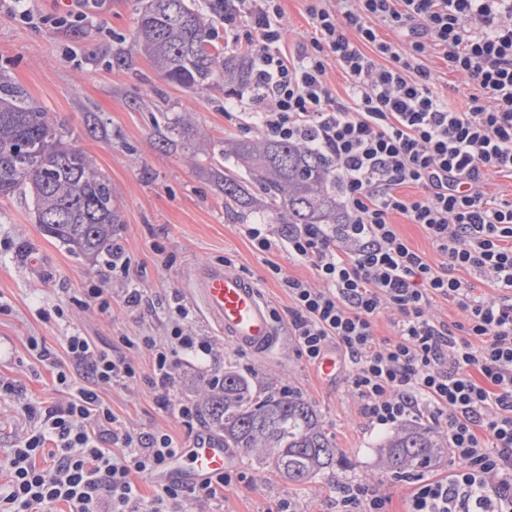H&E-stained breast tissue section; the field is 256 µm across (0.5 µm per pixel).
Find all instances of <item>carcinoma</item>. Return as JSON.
<instances>
[{
	"label": "carcinoma",
	"instance_id": "obj_1",
	"mask_svg": "<svg viewBox=\"0 0 512 512\" xmlns=\"http://www.w3.org/2000/svg\"><path fill=\"white\" fill-rule=\"evenodd\" d=\"M137 44L165 78L196 91L222 79L243 84L252 56H226L213 44L210 22L193 0H147ZM233 164L212 172L224 184V204L247 219L274 224H343L336 178L321 152L293 142L237 141L224 149ZM23 195L36 223L72 251L112 261L121 212L110 180L68 144L22 90L0 82V198ZM202 418L223 434L224 447L244 448L259 465L303 483L331 466L336 448L317 413L295 396L262 394L233 370L208 382ZM448 447L445 436L412 425L382 444L386 467L404 475L429 467Z\"/></svg>",
	"mask_w": 512,
	"mask_h": 512
}]
</instances>
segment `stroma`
I'll use <instances>...</instances> for the list:
<instances>
[{
	"instance_id": "35a3bbf8",
	"label": "stroma",
	"mask_w": 512,
	"mask_h": 512,
	"mask_svg": "<svg viewBox=\"0 0 512 512\" xmlns=\"http://www.w3.org/2000/svg\"><path fill=\"white\" fill-rule=\"evenodd\" d=\"M145 2L106 0L94 8L93 24L70 29L39 21L25 25L0 10V80L21 88L30 105L45 112L65 140L110 179L122 215L118 239L131 258L129 279L155 305L142 313L123 307L116 297L108 313L75 306L74 298L104 273L103 263L47 235L24 196L0 199V378L18 382L24 397L36 403L53 401L55 371L31 356L29 337L42 338L59 353L74 332L103 347L145 328L166 336L165 307L177 296L192 300L190 271L226 259L280 312L288 294L271 264L300 279L314 277L310 266L291 262L287 253L256 251L242 220L225 208L224 193L211 174L213 163L225 142L258 141L264 134L243 130L249 102L225 94L223 82L199 92L169 82L156 70L135 41ZM168 124L178 130L170 142L162 138ZM34 257L39 267L31 266ZM191 327L214 337L220 353L211 361L182 358L181 399L200 402L205 383L228 368L261 392L277 395L288 384L311 404L336 445L335 463L304 483L262 470L251 453L235 449L236 467L252 476V484L219 491L216 498L193 504L192 512H275L284 497L294 501L297 512H336V487L349 480L373 486L390 497L392 512H404L411 486L380 460V444L389 432L369 426L345 380L332 389L321 384L288 339L266 357L238 355L202 309H195ZM106 398L141 432L161 427L184 443L205 428L199 421L189 429L160 413L143 384L114 386Z\"/></svg>"
}]
</instances>
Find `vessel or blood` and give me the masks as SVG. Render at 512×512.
Masks as SVG:
<instances>
[{
    "label": "vessel or blood",
    "instance_id": "b4317fda",
    "mask_svg": "<svg viewBox=\"0 0 512 512\" xmlns=\"http://www.w3.org/2000/svg\"><path fill=\"white\" fill-rule=\"evenodd\" d=\"M192 293L225 341L259 356L280 349L282 337L268 302L258 285L233 266L196 267L192 274ZM316 369L322 383L329 385L342 373L343 362L331 348L324 352ZM231 466L223 441L201 433L181 448L154 478L190 486L224 473Z\"/></svg>",
    "mask_w": 512,
    "mask_h": 512
}]
</instances>
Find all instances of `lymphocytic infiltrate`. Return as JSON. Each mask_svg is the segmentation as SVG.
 <instances>
[{"label":"lymphocytic infiltrate","instance_id":"1","mask_svg":"<svg viewBox=\"0 0 512 512\" xmlns=\"http://www.w3.org/2000/svg\"><path fill=\"white\" fill-rule=\"evenodd\" d=\"M315 35L293 55L281 49L280 0H229L226 31H241L254 51L248 114L269 138L319 150L340 190L342 224H293L281 234L249 224L255 250L287 252L309 265L314 281L273 267L288 292V334L316 363L327 347L347 358L353 393L380 428L408 419L429 422L448 439L459 472L414 478L406 512H512V201L491 200L486 179L512 175V0H334L309 10ZM250 27L240 30L242 20ZM404 38L383 41L376 23ZM350 27L357 42L342 33ZM441 51L450 71L477 87L467 110L453 108L424 65ZM349 79L352 106L326 82L329 61ZM418 188L415 197L400 194ZM400 214L419 225L439 256L430 262L392 224ZM482 273L495 297L461 279ZM451 301L462 320L431 315ZM392 313V334L377 333ZM169 336L119 337L112 348L73 333L67 369L56 380L64 396L41 407L20 401L25 428L5 461L0 512H176L220 489L247 482L225 471L186 487L159 484L146 496L134 480L164 467L180 443L163 429L138 432L103 397L137 382L123 349L147 351L145 378L158 410L184 425L196 404L175 390L182 356L214 357L216 342L189 330L193 312L176 303ZM369 485L339 490L337 512H389Z\"/></svg>","mask_w":512,"mask_h":512}]
</instances>
